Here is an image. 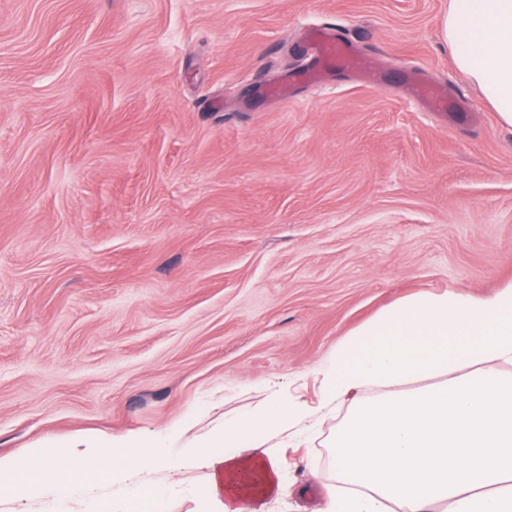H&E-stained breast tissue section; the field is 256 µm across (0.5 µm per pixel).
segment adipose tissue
<instances>
[{
    "mask_svg": "<svg viewBox=\"0 0 512 512\" xmlns=\"http://www.w3.org/2000/svg\"><path fill=\"white\" fill-rule=\"evenodd\" d=\"M444 30L456 68L512 129V0H448ZM322 394L351 407L332 442L341 486L326 512H512V285L381 310L338 343ZM305 417L272 395L252 418L190 440L81 435L0 456V502L89 497L130 471L196 466L213 512H263L283 491L266 437Z\"/></svg>",
    "mask_w": 512,
    "mask_h": 512,
    "instance_id": "obj_1",
    "label": "adipose tissue"
}]
</instances>
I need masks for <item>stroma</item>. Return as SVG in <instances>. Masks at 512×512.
I'll return each instance as SVG.
<instances>
[{"instance_id":"obj_1","label":"stroma","mask_w":512,"mask_h":512,"mask_svg":"<svg viewBox=\"0 0 512 512\" xmlns=\"http://www.w3.org/2000/svg\"><path fill=\"white\" fill-rule=\"evenodd\" d=\"M448 0H0V455L304 406L267 440L322 512L318 367L421 291L512 282V131L454 65ZM331 27L380 57L322 70ZM416 72L467 99L434 112ZM208 512L204 469L142 474Z\"/></svg>"}]
</instances>
